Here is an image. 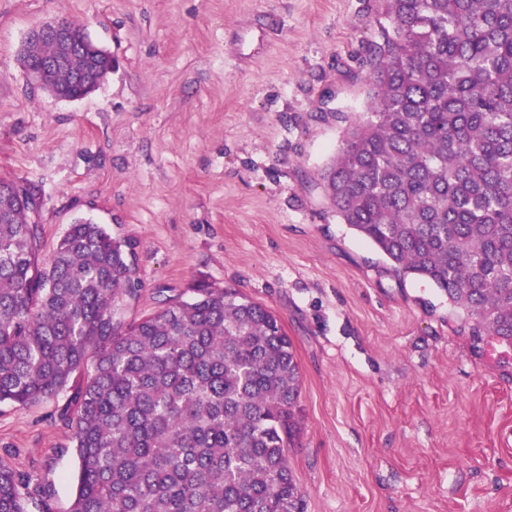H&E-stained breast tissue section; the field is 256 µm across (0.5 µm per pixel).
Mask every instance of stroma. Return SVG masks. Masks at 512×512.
Returning a JSON list of instances; mask_svg holds the SVG:
<instances>
[{"label": "stroma", "mask_w": 512, "mask_h": 512, "mask_svg": "<svg viewBox=\"0 0 512 512\" xmlns=\"http://www.w3.org/2000/svg\"><path fill=\"white\" fill-rule=\"evenodd\" d=\"M382 0H0V177L39 186L41 253L89 220L133 241L124 322L200 285L281 322L300 368L288 466L305 512H512V345L342 224L322 174L366 116ZM118 59L86 97L31 87L28 31ZM67 394L0 403L28 512H68Z\"/></svg>", "instance_id": "1"}]
</instances>
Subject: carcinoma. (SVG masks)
I'll use <instances>...</instances> for the list:
<instances>
[{"mask_svg":"<svg viewBox=\"0 0 512 512\" xmlns=\"http://www.w3.org/2000/svg\"><path fill=\"white\" fill-rule=\"evenodd\" d=\"M367 45L371 118L347 128L325 170L342 223L398 276L433 283L512 340V0H385ZM49 71L69 97L96 58ZM53 41L22 45L27 65ZM35 184L0 177V403L71 391L78 461L69 512H305L288 467L300 372L278 318L232 288L202 286L139 320L135 245L77 222L48 257ZM26 481L0 463V512H27Z\"/></svg>","mask_w":512,"mask_h":512,"instance_id":"1","label":"carcinoma"}]
</instances>
